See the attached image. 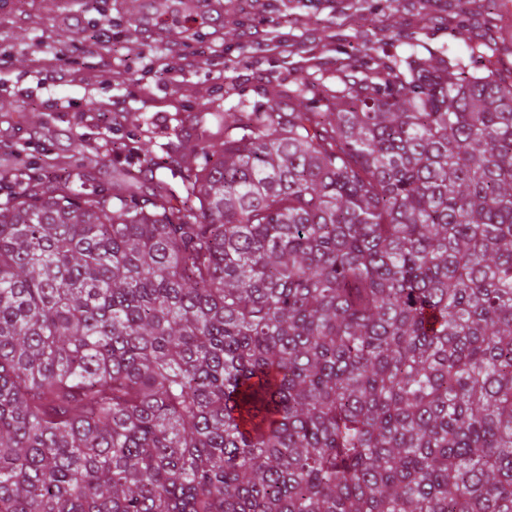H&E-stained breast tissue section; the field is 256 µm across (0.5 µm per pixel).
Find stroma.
I'll return each mask as SVG.
<instances>
[{
  "mask_svg": "<svg viewBox=\"0 0 512 512\" xmlns=\"http://www.w3.org/2000/svg\"><path fill=\"white\" fill-rule=\"evenodd\" d=\"M0 0V49L10 56L0 66V192L21 191L33 172L59 166L75 169L86 159L95 167L86 188L126 187L128 170L141 172L137 193L153 186L144 156L161 158L193 134L202 113L252 103L260 84L287 91L301 76L335 81L336 61L372 48L392 60L409 50L440 51L451 45L449 25H467L476 39L496 36L481 17L483 0ZM81 20L82 42L70 39L62 16ZM117 38L109 53L94 39L104 17ZM174 28L179 39L203 55L200 69L171 85L150 70L168 43L156 28ZM282 35L280 51L263 40ZM44 42L69 59L72 80L43 79L31 47ZM147 81L142 94L138 83ZM121 107L127 122L113 130L96 110L98 101Z\"/></svg>",
  "mask_w": 512,
  "mask_h": 512,
  "instance_id": "35a3bbf8",
  "label": "stroma"
}]
</instances>
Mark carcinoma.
<instances>
[{
	"label": "carcinoma",
	"instance_id": "1",
	"mask_svg": "<svg viewBox=\"0 0 512 512\" xmlns=\"http://www.w3.org/2000/svg\"><path fill=\"white\" fill-rule=\"evenodd\" d=\"M451 37L0 202V512H512V28Z\"/></svg>",
	"mask_w": 512,
	"mask_h": 512
}]
</instances>
